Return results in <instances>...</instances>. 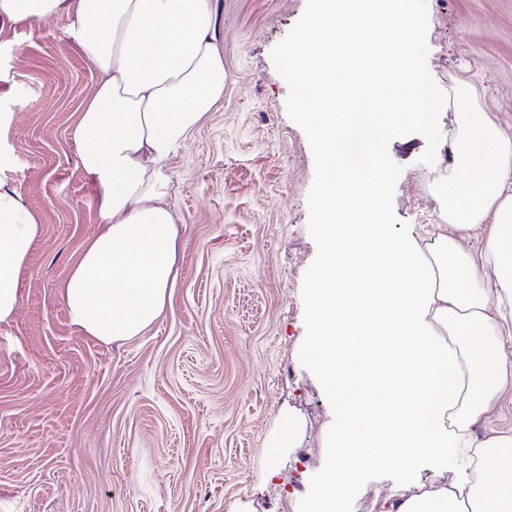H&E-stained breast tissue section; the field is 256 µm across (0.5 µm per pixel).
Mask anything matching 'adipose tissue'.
I'll return each instance as SVG.
<instances>
[{"instance_id": "adipose-tissue-1", "label": "adipose tissue", "mask_w": 512, "mask_h": 512, "mask_svg": "<svg viewBox=\"0 0 512 512\" xmlns=\"http://www.w3.org/2000/svg\"><path fill=\"white\" fill-rule=\"evenodd\" d=\"M70 20L98 74L70 128L97 192L100 232L63 285L74 325L104 343L141 335L162 313L179 274L167 163L224 97V55L213 0H0L13 22ZM391 36L361 51L359 25ZM420 25L409 0H322L285 49L326 163L317 199L322 257L310 290L315 364L338 425L326 440V477L303 512H347L361 470L397 468L377 512H512V429L493 427L512 391L504 342L512 314V138L452 100L422 98ZM383 71L389 111L378 125L337 133L329 110L354 74ZM459 108L454 172L440 194L444 223L426 244L382 222L389 171L384 141L407 123L440 137L437 114ZM344 212L357 231L340 234ZM491 224L480 260L465 239ZM40 226L16 191L0 188V323L18 300L17 271ZM470 282L467 292L451 288ZM484 427L472 469L451 463L461 432ZM426 461L430 482L415 476Z\"/></svg>"}]
</instances>
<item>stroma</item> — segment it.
<instances>
[{"label":"stroma","instance_id":"1","mask_svg":"<svg viewBox=\"0 0 512 512\" xmlns=\"http://www.w3.org/2000/svg\"><path fill=\"white\" fill-rule=\"evenodd\" d=\"M224 97L167 164L179 275L159 319L104 344L60 293L101 226L69 129L97 74L69 19L0 25V184L40 233L0 323V512H302L325 475L336 408L307 355L322 244L319 151L283 49L316 0H214ZM419 61L439 95L464 82L474 111L512 136V0H411ZM446 140L387 138L383 221L439 231ZM299 448L268 458L287 413Z\"/></svg>","mask_w":512,"mask_h":512}]
</instances>
